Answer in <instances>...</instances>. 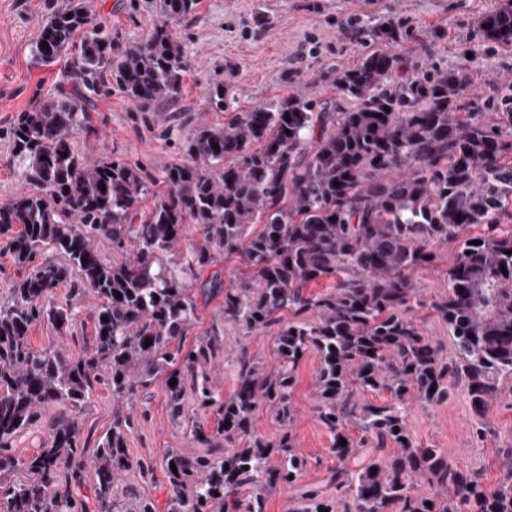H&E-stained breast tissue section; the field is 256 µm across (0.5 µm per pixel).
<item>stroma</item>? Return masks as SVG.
Masks as SVG:
<instances>
[{"instance_id": "obj_1", "label": "stroma", "mask_w": 512, "mask_h": 512, "mask_svg": "<svg viewBox=\"0 0 512 512\" xmlns=\"http://www.w3.org/2000/svg\"><path fill=\"white\" fill-rule=\"evenodd\" d=\"M512 0H197L191 15L173 24V35L183 43L188 67L181 89L172 100L141 108L120 91L90 108L93 129L82 148L88 161L118 158L138 164L153 177L169 165L186 160L184 142L203 124L221 125L231 118V109H244L267 100L287 96L293 87L317 81L326 96H333L331 68L355 64L369 40L351 27L375 24L395 16L405 33L393 50L415 70L434 63L468 70L484 65L486 71L469 96L489 99L495 85L512 81V46L492 45L483 39L478 25L482 17ZM62 0H0V203L35 193L12 166V144L8 132L21 112L31 108L58 87L64 62L40 66L31 48L39 24L50 8ZM158 0H94L98 17L105 20L120 47L140 41L158 19ZM223 85L225 111H215L209 102L214 85ZM456 243L440 246L441 261L417 274V286L425 303L415 311L424 335L439 341L446 354L454 349L447 325L429 304L440 299L448 285L447 272L455 260ZM53 301L71 303L77 315L70 329L57 334L47 324H35L29 335L34 349L60 347L71 358L83 357L94 339L92 312L98 304L93 294L73 296L71 283L55 289ZM224 295L213 293L199 310V320L186 347L211 327L224 330L222 351L211 368L218 389L230 395L235 389L240 356L274 366L270 339L246 336L225 326ZM319 368L316 352H307L296 373L294 403L298 408L292 425L296 446L306 460L298 480L281 485L266 504V512H290L300 492L317 489L324 499L336 497L329 481L337 461L330 450L331 436L317 419L312 385ZM131 413L127 436L128 468L115 491L121 512H130L135 497L149 496L165 503L168 488L163 459L175 448L193 456L201 454L186 424L171 417L163 381L138 389L129 402L118 403L111 391L95 386L80 417L86 452H93L112 425L116 411ZM408 426L414 438L441 449L450 460L484 474L492 485L512 471V378L501 380L498 393L483 416H476L463 391L446 402L413 406ZM150 465L141 474L140 465Z\"/></svg>"}]
</instances>
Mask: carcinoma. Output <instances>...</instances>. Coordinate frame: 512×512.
Segmentation results:
<instances>
[{"label": "carcinoma", "instance_id": "carcinoma-1", "mask_svg": "<svg viewBox=\"0 0 512 512\" xmlns=\"http://www.w3.org/2000/svg\"><path fill=\"white\" fill-rule=\"evenodd\" d=\"M194 6L161 0V20L120 51L92 0H63L33 43L42 66L69 58L62 87L10 129L14 167L38 193L0 203L4 249L28 268L0 302V477L21 466L28 479L9 486L0 512H87L71 486L85 451L79 415L94 384L119 401L160 378L176 419L190 423L181 403L188 383L199 407L219 414L212 429L190 427L193 441L218 452L168 449L167 512H265L266 498L305 465L290 426L295 372L311 349L319 355L315 412L332 436L330 481L341 495L333 503L305 489L291 512H512V471L488 487L479 472L418 443L407 425L412 406L445 402L459 383L480 417L501 378L512 377V83L486 107L466 99L470 72L431 64L394 83L405 65L391 47L402 23L388 19L366 27L376 47L356 65L332 69L350 109L320 96L313 80L222 126L204 125L186 141L187 162L162 171L163 191L126 160L86 162L78 140L89 132L87 105L114 86L144 108L176 94L187 61L171 24ZM479 28L512 44V4ZM189 224L203 241L182 249ZM473 227L479 234L464 236ZM101 239L121 261L102 260ZM450 240L458 251L448 289L431 307L448 324L452 361L411 316L422 306L414 274L434 266ZM220 255L244 263L229 283L208 281L224 289V322L247 336L273 333L277 359L269 368L241 358L226 399L210 370L220 334L183 351L198 319L193 287ZM73 274L74 293L102 301L93 345L79 360L29 341L38 322L59 334L69 328L71 306L53 305L51 294ZM359 391L384 400L357 403ZM49 406L47 446L15 457L14 435ZM263 408L284 426L274 440L255 431ZM131 428L132 413L115 412L94 450L98 512H115ZM224 440L237 445L224 452ZM420 480L431 494L415 493Z\"/></svg>", "mask_w": 512, "mask_h": 512}]
</instances>
